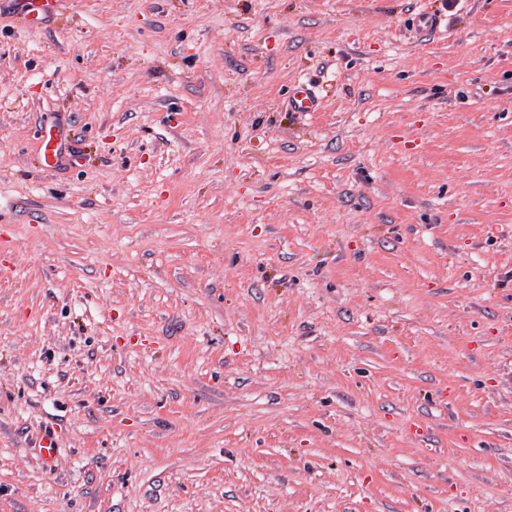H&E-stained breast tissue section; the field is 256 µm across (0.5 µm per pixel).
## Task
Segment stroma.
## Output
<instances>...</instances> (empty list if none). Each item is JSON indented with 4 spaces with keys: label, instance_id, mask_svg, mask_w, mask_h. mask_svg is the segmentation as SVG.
Listing matches in <instances>:
<instances>
[{
    "label": "stroma",
    "instance_id": "obj_1",
    "mask_svg": "<svg viewBox=\"0 0 512 512\" xmlns=\"http://www.w3.org/2000/svg\"><path fill=\"white\" fill-rule=\"evenodd\" d=\"M0 512H512V0H0ZM21 22L30 28L38 27L42 22L53 18L61 9L65 0H13ZM288 106L295 112H313L318 106V98L307 85L297 83L291 88Z\"/></svg>",
    "mask_w": 512,
    "mask_h": 512
}]
</instances>
